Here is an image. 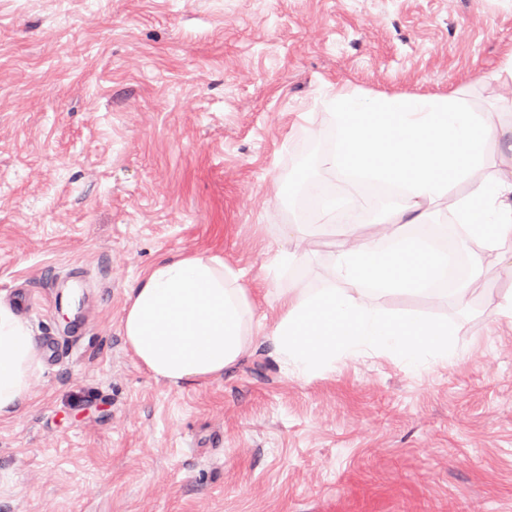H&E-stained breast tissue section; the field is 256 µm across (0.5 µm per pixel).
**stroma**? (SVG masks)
<instances>
[{
	"instance_id": "obj_1",
	"label": "stroma",
	"mask_w": 512,
	"mask_h": 512,
	"mask_svg": "<svg viewBox=\"0 0 512 512\" xmlns=\"http://www.w3.org/2000/svg\"><path fill=\"white\" fill-rule=\"evenodd\" d=\"M512 0H0V297L44 358L34 403L0 421V512H512V245L468 301L393 295L446 321L455 359L415 373L381 353L313 376L265 350L176 386L126 349V292L158 258L241 270L253 328L277 294L328 283L326 234L284 270L266 245L307 219L290 187L346 186L333 87L445 96L512 169Z\"/></svg>"
}]
</instances>
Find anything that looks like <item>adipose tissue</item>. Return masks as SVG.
I'll list each match as a JSON object with an SVG mask.
<instances>
[{
  "label": "adipose tissue",
  "mask_w": 512,
  "mask_h": 512,
  "mask_svg": "<svg viewBox=\"0 0 512 512\" xmlns=\"http://www.w3.org/2000/svg\"><path fill=\"white\" fill-rule=\"evenodd\" d=\"M338 126L335 149L321 159L334 171L360 170L405 186L403 204L379 213L358 232L328 206L318 182L306 184L303 225L294 249L277 248L275 261L293 263L308 238L337 225L341 240L330 268V287L291 283L279 294L280 316L264 344L282 367L310 375L337 361L381 352L414 372L455 356L445 322L389 313L383 301L419 295L444 263L423 240L443 231L449 248L460 241L496 250L512 241V181H482L453 201L452 182L469 179L484 160L495 128L482 123L453 96L367 98L339 88L327 99ZM452 206L455 221L436 227L433 209ZM240 271L216 254L164 256L143 271L127 294L124 341L155 378L173 385L223 377L249 349V302ZM369 303H361V296ZM42 351L27 323L0 301V421L32 404L31 379Z\"/></svg>",
  "instance_id": "ef3b65f1"
}]
</instances>
